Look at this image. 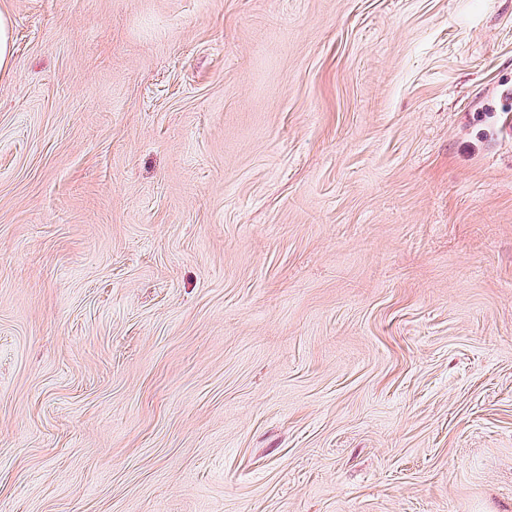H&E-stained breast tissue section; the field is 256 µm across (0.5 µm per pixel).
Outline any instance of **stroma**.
<instances>
[{"mask_svg": "<svg viewBox=\"0 0 512 512\" xmlns=\"http://www.w3.org/2000/svg\"><path fill=\"white\" fill-rule=\"evenodd\" d=\"M0 11V512H512V0ZM11 19L0 12V71L5 72L9 67L12 56Z\"/></svg>", "mask_w": 512, "mask_h": 512, "instance_id": "obj_1", "label": "stroma"}]
</instances>
